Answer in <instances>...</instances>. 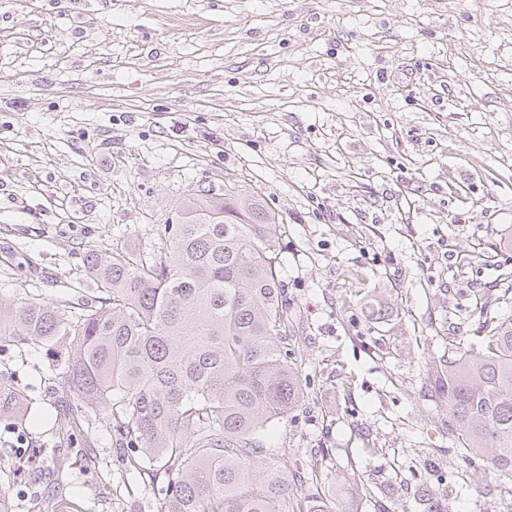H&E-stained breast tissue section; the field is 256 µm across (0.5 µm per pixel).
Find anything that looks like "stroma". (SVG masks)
<instances>
[{"mask_svg": "<svg viewBox=\"0 0 512 512\" xmlns=\"http://www.w3.org/2000/svg\"><path fill=\"white\" fill-rule=\"evenodd\" d=\"M261 194L303 397L267 446L325 456L330 512H504L467 487L428 363L512 318V0H0V297L90 301L88 250L165 245L189 194ZM51 350L0 341L33 400L0 426L53 446L73 402ZM100 426L63 486L15 478V512H158Z\"/></svg>", "mask_w": 512, "mask_h": 512, "instance_id": "stroma-1", "label": "stroma"}]
</instances>
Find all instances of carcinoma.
<instances>
[{
	"label": "carcinoma",
	"mask_w": 512,
	"mask_h": 512,
	"mask_svg": "<svg viewBox=\"0 0 512 512\" xmlns=\"http://www.w3.org/2000/svg\"><path fill=\"white\" fill-rule=\"evenodd\" d=\"M279 217L258 193L201 190L183 203L172 242L150 253L91 249L98 300L76 311L0 299V339L56 350L53 368L84 405L101 411L115 444L164 484L160 512H329L295 495L264 433L303 396L288 363V301L275 248ZM480 348L452 339L433 359L432 396L444 434L488 469L512 473V322L490 324ZM30 398L0 373V425L25 423ZM63 483L61 448L34 449ZM12 465L0 457V512H12Z\"/></svg>",
	"instance_id": "cac0c4a2"
}]
</instances>
